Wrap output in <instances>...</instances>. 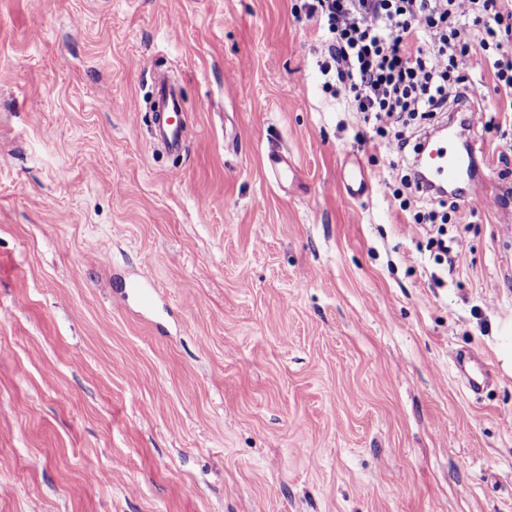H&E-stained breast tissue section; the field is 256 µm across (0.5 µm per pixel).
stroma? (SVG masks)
Instances as JSON below:
<instances>
[{
	"mask_svg": "<svg viewBox=\"0 0 512 512\" xmlns=\"http://www.w3.org/2000/svg\"><path fill=\"white\" fill-rule=\"evenodd\" d=\"M320 50L302 0H0V512H512V113L474 49L449 269ZM154 90L162 102V108L154 112V125L158 139L169 149L178 150L182 145V130L173 123L171 112H180L181 104L174 85L168 81H155Z\"/></svg>",
	"mask_w": 512,
	"mask_h": 512,
	"instance_id": "1",
	"label": "stroma"
}]
</instances>
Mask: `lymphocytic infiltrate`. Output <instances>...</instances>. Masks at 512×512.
<instances>
[{
	"mask_svg": "<svg viewBox=\"0 0 512 512\" xmlns=\"http://www.w3.org/2000/svg\"><path fill=\"white\" fill-rule=\"evenodd\" d=\"M322 36L325 87L363 120L396 126L384 142L405 157L410 121L466 107L471 41L492 52V74L512 112V0H305Z\"/></svg>",
	"mask_w": 512,
	"mask_h": 512,
	"instance_id": "f902f5d3",
	"label": "lymphocytic infiltrate"
}]
</instances>
